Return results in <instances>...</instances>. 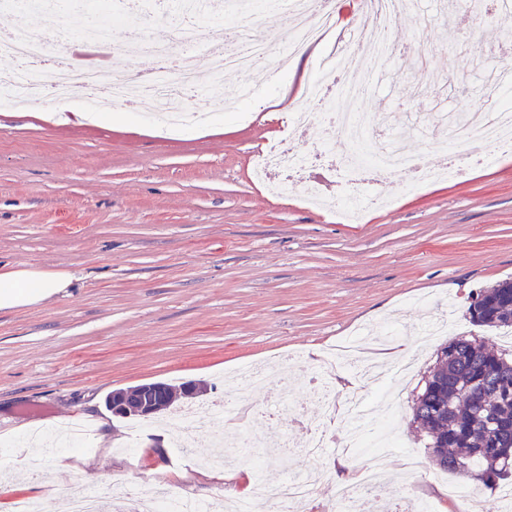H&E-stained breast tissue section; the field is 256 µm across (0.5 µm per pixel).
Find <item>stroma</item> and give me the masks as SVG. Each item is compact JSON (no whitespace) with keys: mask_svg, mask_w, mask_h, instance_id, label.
<instances>
[{"mask_svg":"<svg viewBox=\"0 0 512 512\" xmlns=\"http://www.w3.org/2000/svg\"><path fill=\"white\" fill-rule=\"evenodd\" d=\"M512 27V13L492 5L448 24L444 0H419L393 22L394 57L387 71L365 65L363 109L394 123L419 116L406 145L434 163L447 131L445 112L499 100L474 76V57ZM321 49L288 72L249 75L254 97L238 111L221 104L227 82H208L209 121L168 130L151 116L120 105L97 125L75 120L83 91L70 99L0 109V264L64 270L69 288L44 302L0 309V512L18 496L47 498L65 512L76 482L112 500V484L157 480L176 493L207 499L230 491L199 457L173 446L175 421L135 423L113 416L105 397L151 382L203 384L186 399L201 408L225 397L226 372L264 366L263 391H242L257 407H279L262 427L264 445L238 457L250 479L278 485L310 465L300 446L321 411L313 402L322 357L364 325L389 321L402 334L382 360L406 359L412 374L395 388L393 418L374 409L366 450L330 471L300 512H331L337 476L359 475L382 463L392 482L386 508L414 499L433 512L463 502L444 496L441 474L412 423V398L448 339L474 333L468 298L479 288L512 280V157L486 156L459 178L419 187L408 177L366 175L361 194H385L381 207L354 221L339 218L332 200L343 185L320 166L322 204L292 181L282 195L250 174V159L272 141H294L317 154H347L352 140L316 124L289 135L290 93L316 79ZM397 73L390 83L388 73ZM52 112L66 124L48 121ZM452 309L447 336L417 344L430 315ZM296 382L284 388L287 374ZM166 451L158 463L151 451ZM42 457L45 479L27 475Z\"/></svg>","mask_w":512,"mask_h":512,"instance_id":"1","label":"stroma"}]
</instances>
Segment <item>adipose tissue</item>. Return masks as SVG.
<instances>
[{
    "instance_id": "obj_1",
    "label": "adipose tissue",
    "mask_w": 512,
    "mask_h": 512,
    "mask_svg": "<svg viewBox=\"0 0 512 512\" xmlns=\"http://www.w3.org/2000/svg\"><path fill=\"white\" fill-rule=\"evenodd\" d=\"M71 276L61 271L6 265L0 267V309L44 301L66 288Z\"/></svg>"
}]
</instances>
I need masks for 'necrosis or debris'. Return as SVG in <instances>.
I'll list each match as a JSON object with an SVG mask.
<instances>
[{
	"label": "necrosis or debris",
	"mask_w": 512,
	"mask_h": 512,
	"mask_svg": "<svg viewBox=\"0 0 512 512\" xmlns=\"http://www.w3.org/2000/svg\"><path fill=\"white\" fill-rule=\"evenodd\" d=\"M0 5L19 14L41 10L53 21L42 36H34L26 27L17 26L0 35V57L10 59V68L0 70V104L10 106L20 100L68 99L80 89L91 101L104 105L135 104L142 110L164 117L167 127H178L184 112L204 120L210 105L199 92L200 77L193 64L190 46L196 43L194 29L171 30L167 42L146 41L141 30L128 34L121 50L132 54L150 49L160 66L147 75L131 80L124 72L100 65L78 64L65 57L51 58L47 46L56 36L82 28L84 38L96 44H108L104 28H87L81 13H60L46 0H0ZM410 7L409 0H366L363 25L339 29L336 13L328 0H287L293 31L286 48L272 51L269 43L254 32L252 15L240 13L232 45L215 43L207 50L211 77L239 82V94L251 96L249 73L274 66L288 68L293 60L314 47H322L328 61L323 68V82L308 85L303 104L291 115L293 126L316 122L329 124L336 133L360 136L362 150L339 158L337 176L347 185H357L366 164H373L386 174H420L422 180L438 178L434 169H420L419 160L405 148L406 134L389 116L373 120L362 112L360 103L367 86L358 77L362 61L355 47L367 46L376 64L387 62L393 43L389 31L394 19ZM448 137L452 140L476 138L490 144L496 154H512V108L498 105L473 112L467 108L445 117ZM311 460L309 470L291 475L279 486L255 481L249 497L237 498L220 493L201 501L187 494H174L146 482L135 491V512H258V502L273 504L277 512H296L303 501L315 495L325 472L319 462L326 455L321 431H314L303 444Z\"/></svg>",
	"instance_id": "4bbe7bcc"
}]
</instances>
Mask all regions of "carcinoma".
I'll list each match as a JSON object with an SVG mask.
<instances>
[{
  "label": "carcinoma",
  "instance_id": "carcinoma-1",
  "mask_svg": "<svg viewBox=\"0 0 512 512\" xmlns=\"http://www.w3.org/2000/svg\"><path fill=\"white\" fill-rule=\"evenodd\" d=\"M472 324L512 329V281L470 296ZM435 465L487 488L512 478V351H494L478 336L441 348L412 405Z\"/></svg>",
  "mask_w": 512,
  "mask_h": 512
}]
</instances>
